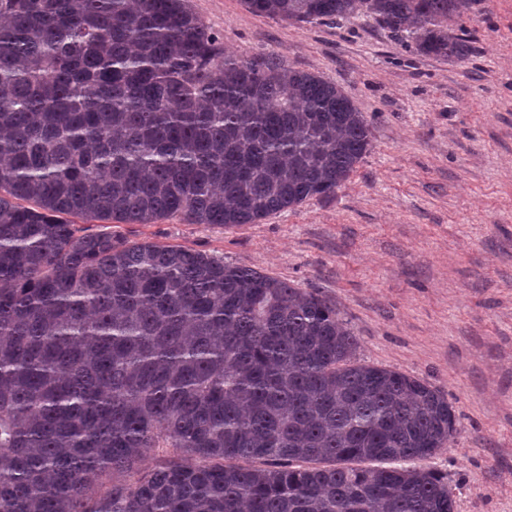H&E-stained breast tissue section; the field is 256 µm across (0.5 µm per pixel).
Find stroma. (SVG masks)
<instances>
[{"label": "stroma", "mask_w": 512, "mask_h": 512, "mask_svg": "<svg viewBox=\"0 0 512 512\" xmlns=\"http://www.w3.org/2000/svg\"><path fill=\"white\" fill-rule=\"evenodd\" d=\"M228 53L277 51L337 85L371 150L328 198L256 224H113L133 244L223 257L335 304L370 364L429 383L456 415L425 460L454 512H512V0L452 24L467 60L418 53L373 20L295 23L189 0Z\"/></svg>", "instance_id": "35a3bbf8"}]
</instances>
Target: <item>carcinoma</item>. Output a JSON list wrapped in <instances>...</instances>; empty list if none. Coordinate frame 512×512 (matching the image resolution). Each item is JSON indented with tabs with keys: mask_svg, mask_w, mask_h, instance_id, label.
<instances>
[{
	"mask_svg": "<svg viewBox=\"0 0 512 512\" xmlns=\"http://www.w3.org/2000/svg\"><path fill=\"white\" fill-rule=\"evenodd\" d=\"M473 3L244 0L299 23L360 9L460 59L448 19ZM371 145L335 83L224 55L188 0H0V512H454L418 465L453 406L358 360L335 305L67 219L256 224L336 195Z\"/></svg>",
	"mask_w": 512,
	"mask_h": 512,
	"instance_id": "cac0c4a2",
	"label": "carcinoma"
}]
</instances>
